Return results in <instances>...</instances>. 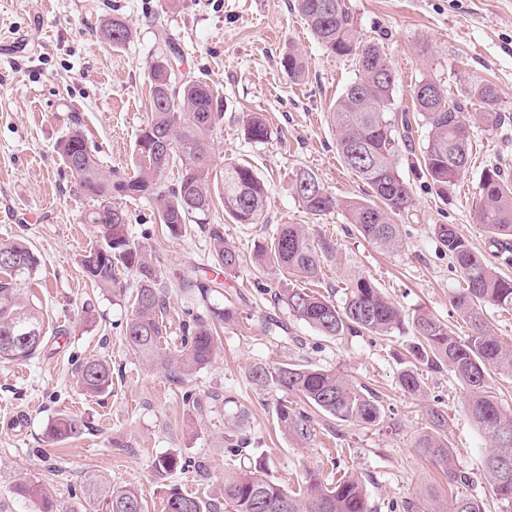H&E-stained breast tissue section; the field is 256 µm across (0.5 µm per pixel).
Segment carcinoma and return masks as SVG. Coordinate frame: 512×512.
I'll use <instances>...</instances> for the list:
<instances>
[{"instance_id":"cac0c4a2","label":"carcinoma","mask_w":512,"mask_h":512,"mask_svg":"<svg viewBox=\"0 0 512 512\" xmlns=\"http://www.w3.org/2000/svg\"><path fill=\"white\" fill-rule=\"evenodd\" d=\"M297 9L316 41L330 53L354 61L356 78L346 86L330 108L336 150L343 163L369 189V199L339 200L327 192L316 174L297 171L293 191L303 208L312 215L342 210L357 233L374 247L393 250L401 241L403 216L412 202L411 187L400 171V151L412 142V125L407 114L392 113L395 75L384 51L359 39L345 0H297ZM103 37L117 48L128 42V25L114 18L103 29ZM280 64L293 79L305 76L299 49L290 48ZM150 85L156 95L149 98L150 116L139 130L136 153L139 170L133 176L119 172L105 174L91 153L79 127H74L57 144V150L75 179L76 192L100 204L94 222L108 225L104 242L82 259L86 277L107 294L119 289L117 271L123 266L136 273L131 293L132 313L126 322L125 339L145 361L167 365V350L176 346L179 369L192 374L209 365L216 353L210 322H236L233 306L206 307V314L182 313L177 320L169 302V288L148 250L127 234L128 214L124 198L148 197L158 206L160 223L172 233L176 227L198 222L212 204L211 135L221 118L216 91L198 77H180L166 55L156 57L149 67ZM416 111L428 129L421 151V163L432 189L438 195L461 179L471 156L470 124L463 105L448 100V93L434 79L424 78L412 89ZM493 85L479 82L471 89L467 104L473 119L489 130L503 126L512 117L495 108ZM245 137L253 143L269 139V129L259 114L243 120ZM179 160L181 174L176 184L166 186L161 176L169 161ZM224 211L238 224H259L267 205V187L252 170L241 164L224 165ZM478 223L490 234L492 246L507 251L512 245V182L493 167L479 184ZM432 233L448 252L459 273L461 287L449 295L451 307L469 324L471 334L462 338L448 330V324L420 308L401 310L370 277L358 273L346 283L341 301L310 288L288 287L279 292L295 319L324 336L410 335L404 344L405 367L397 377L398 389L411 398H423L425 382L419 373L424 365L433 371L447 369L460 382L467 413L490 439L492 450L484 460V471L496 499L512 506V413L499 406L490 390L492 374L512 376V348L496 336L485 317L493 307L512 311V277L500 274L486 256L472 246L453 224H434ZM214 265L230 274L240 264L238 251L224 241L217 228L211 230ZM337 256L328 238L307 233L299 224H282L270 242L258 246L256 257L269 263L279 274L316 280L321 263ZM41 259L21 239L0 241V362L25 361L35 357L47 337L45 316L26 298L36 278ZM178 288L208 301L223 287L215 279L178 275ZM180 334L170 335L173 325ZM76 384L91 397L112 392V367L100 357L88 358L75 371ZM254 381L286 395L292 393L310 408L352 424L373 425L384 418L376 396L333 370L309 364L282 363L270 369L257 367ZM277 421L285 435L300 443L313 437L312 419L279 401ZM428 430L415 447L448 480L456 493L448 507L431 504L430 512H484L483 503L464 494L469 479L454 462L448 446V413L439 406L425 407ZM49 439L64 441L81 433V425L61 414L47 428ZM188 462L178 454H164L154 462L161 476L182 472ZM14 494L33 504L35 512H58L51 494L40 484L20 480ZM87 499L98 512H144L136 489H104L94 476L87 478ZM164 512H372L363 481L349 473L327 483L308 472L296 491H288L269 472L265 460L257 459L224 475L220 495L202 498L176 486L168 488Z\"/></svg>"}]
</instances>
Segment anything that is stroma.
Segmentation results:
<instances>
[{"instance_id": "stroma-1", "label": "stroma", "mask_w": 512, "mask_h": 512, "mask_svg": "<svg viewBox=\"0 0 512 512\" xmlns=\"http://www.w3.org/2000/svg\"><path fill=\"white\" fill-rule=\"evenodd\" d=\"M346 5L360 39L378 43L391 63L397 112H413L412 88L430 77L459 101L476 81H488L499 111L512 114V0ZM116 16L133 32L118 48L102 37ZM0 39L18 43L16 56L0 55V240L27 238L40 256L32 291L50 327L33 359L0 362V512H33L12 492L22 477L42 484L60 512H90L84 493L90 474L107 486L135 488L145 512H163L167 486L203 496L218 490L232 465L224 452L231 435L242 437L248 456L265 459L287 489L297 488L309 470L326 480L345 471L361 477L373 512H409V502L426 489L445 503L452 497L447 483L415 447L428 427L422 405L433 401L448 412V445L471 478L468 494L485 512H505L484 472L490 440L469 418L455 377L445 369L425 371L423 401L403 396L396 385L402 337L322 336L277 300L280 277L254 254L278 225H303L337 248V259L322 265L318 291H340L360 272L404 311L427 309L451 332L467 336L468 325L448 300L460 279L431 227L456 225L476 249L493 254L476 220L479 182L495 166L512 181V122L490 131L472 125L469 168L444 199L419 168L428 129L415 125V150L400 158L412 203L401 221L400 247L382 251L360 237L342 211L311 215L292 191L295 172L306 168L338 199L368 194L341 162L329 121V106L354 80L355 66L312 38L296 0H0ZM167 46L177 51L180 72L221 93L214 170L245 163L269 189L262 223H234L217 186L205 223L183 225L175 236L159 223L152 199L123 202L129 236L151 252L164 282L172 286L176 274L205 269L208 278L224 282L210 303L232 304L239 313L238 323L218 325L213 362L191 375L174 364L142 363L123 335L129 294L101 293L85 277L81 259L103 241L107 227L94 221L98 202L73 194L74 178L56 150L77 124L102 169L133 173L136 137L147 119L149 65ZM292 46L306 63L300 81L279 64ZM249 112L263 114L267 142L245 139ZM213 224L242 257L233 274L210 266ZM170 306L196 310L200 303L172 286ZM92 356L112 366L110 395L86 396L75 383V367ZM291 361L339 371L369 389L385 409V423L353 425L316 412L313 441L296 444L279 428L277 392L251 377L253 367ZM61 414L78 420L82 432L50 441L46 426ZM169 452L181 454L190 470L159 477L153 463ZM198 463L204 474L195 472Z\"/></svg>"}]
</instances>
